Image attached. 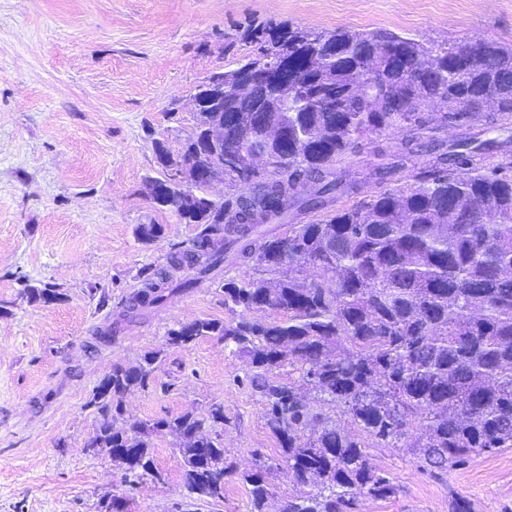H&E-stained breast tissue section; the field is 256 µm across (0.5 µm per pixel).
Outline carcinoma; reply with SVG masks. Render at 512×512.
<instances>
[{"label":"carcinoma","instance_id":"cac0c4a2","mask_svg":"<svg viewBox=\"0 0 512 512\" xmlns=\"http://www.w3.org/2000/svg\"><path fill=\"white\" fill-rule=\"evenodd\" d=\"M299 32L250 24L243 40L253 52L237 62L245 72L287 43L298 85L288 104L262 90L252 100L224 101L222 112L204 109L176 157L154 141L166 169L154 179L165 190L162 206L184 190L167 173L178 161L190 156L206 169L249 145L239 112L288 131V151L272 146L269 180L240 187L226 169L220 207L202 203L174 212L200 232L170 255L169 267L144 268L130 303L159 304L172 282L170 269L184 264L204 278L232 259L254 263L261 276L224 280V304L282 312L285 319L177 323L167 342L189 348L216 336L224 348L251 358L258 372L249 383L283 461L298 482L314 485L284 512H360L363 501L399 491L369 448L404 442L419 468L436 476L476 455L512 448V140L487 137L512 122V46L349 28L323 31L321 43ZM428 99L443 109L418 111ZM215 121L224 122V145L199 159L192 145L201 127ZM450 126L468 133L442 139ZM396 130L404 132L399 142L381 143ZM494 149L505 161L488 166L485 155ZM348 154L369 157L381 189L340 206L359 194L357 183L336 168ZM418 156L428 160L411 175L413 183L390 187ZM305 209L323 214L293 223L285 236L272 228ZM157 360L151 352L136 366L116 364L99 381L87 402L100 416L91 447L141 478L153 473L150 436L174 433L184 442L189 495L222 499L224 484L213 470L228 474L224 448L201 434L205 421L224 422L222 405H212L204 419L184 413L117 426L121 397L149 385ZM287 362L304 366L303 380L312 381L317 401L347 415L357 434L293 384L270 377ZM409 418L422 428L413 442ZM268 472L263 465L241 475L249 485L248 512H264Z\"/></svg>","mask_w":512,"mask_h":512}]
</instances>
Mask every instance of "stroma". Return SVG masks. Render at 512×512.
I'll return each mask as SVG.
<instances>
[{"label":"stroma","instance_id":"stroma-1","mask_svg":"<svg viewBox=\"0 0 512 512\" xmlns=\"http://www.w3.org/2000/svg\"><path fill=\"white\" fill-rule=\"evenodd\" d=\"M332 30L389 29L423 39L482 37L512 44V0H0V512H247L240 478L264 459L265 512L306 495L282 462L249 357L205 337L168 345L177 322L239 319L220 284L204 280L158 306L130 308L148 265L166 266L198 232L148 198L161 176L154 140L179 152L195 130L191 97L211 72L250 51L251 22ZM158 224L142 241L138 227ZM61 300L29 301L24 285ZM159 354L154 379L122 398L120 426L224 407L206 434L224 448V497L199 500L183 484L180 441L152 436L161 480L125 487L90 448L93 388L113 365ZM370 454L401 491L362 512H448V494L475 512H512V448L435 477L406 448Z\"/></svg>","mask_w":512,"mask_h":512}]
</instances>
